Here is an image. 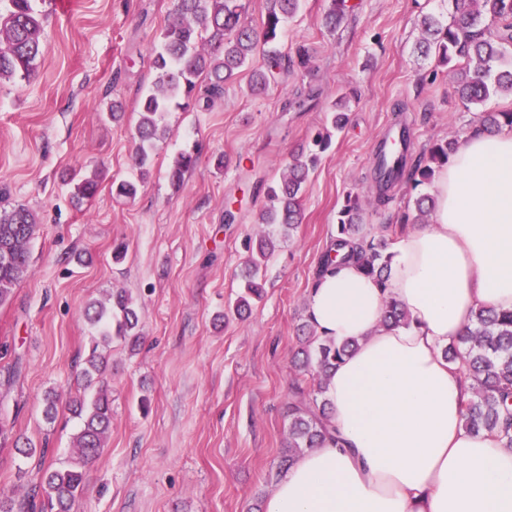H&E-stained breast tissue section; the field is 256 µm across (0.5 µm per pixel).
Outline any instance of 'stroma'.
<instances>
[{"mask_svg": "<svg viewBox=\"0 0 512 512\" xmlns=\"http://www.w3.org/2000/svg\"><path fill=\"white\" fill-rule=\"evenodd\" d=\"M351 2L331 31L330 0H304L280 45L290 65L262 93L250 92L244 73L210 106L164 113L143 178L134 163L138 102L154 83L151 54L174 0H69L62 12L55 0H35L48 52L31 79L0 82V207L38 217L30 271L0 305V346L23 364L10 394L21 406L13 438L47 445L48 466L72 457L80 421L63 408L46 422L43 399L51 389L82 391L96 334L88 303L126 292L141 335L137 347L116 339L108 348L112 426L85 468L77 512H254L266 501L288 451L286 404L295 386L311 384L291 365L308 293L347 193L374 185L377 141L407 125L416 158L448 135L465 137L478 111L512 109L507 95L464 106L453 72L422 54L421 17L450 22L452 0ZM301 49L310 55L304 68ZM300 90L318 92L317 106L286 108ZM341 94L349 120L309 173L302 222L276 235L262 299L235 314L248 244L268 230L257 185L279 179ZM183 152L196 163L176 187L168 172ZM85 177L99 189L78 206L73 186ZM121 179L140 180L135 199L113 196ZM431 190L400 184L388 204L365 207L363 222L412 227L416 198ZM120 242L126 256L116 264ZM79 254L90 262L77 263ZM38 463L1 450L0 492L24 500Z\"/></svg>", "mask_w": 512, "mask_h": 512, "instance_id": "1", "label": "stroma"}]
</instances>
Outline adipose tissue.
<instances>
[{
    "label": "adipose tissue",
    "mask_w": 512,
    "mask_h": 512,
    "mask_svg": "<svg viewBox=\"0 0 512 512\" xmlns=\"http://www.w3.org/2000/svg\"><path fill=\"white\" fill-rule=\"evenodd\" d=\"M433 195V223L394 242L386 285L353 257L315 278L318 334L358 343L325 391L342 445L300 456L264 512H512V448L466 431L470 383L443 356L479 308L512 311V131L471 133ZM389 297L408 317L395 331Z\"/></svg>",
    "instance_id": "adipose-tissue-1"
}]
</instances>
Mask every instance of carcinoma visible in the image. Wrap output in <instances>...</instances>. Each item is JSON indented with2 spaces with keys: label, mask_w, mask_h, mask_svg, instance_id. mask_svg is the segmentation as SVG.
Listing matches in <instances>:
<instances>
[{
  "label": "carcinoma",
  "mask_w": 512,
  "mask_h": 512,
  "mask_svg": "<svg viewBox=\"0 0 512 512\" xmlns=\"http://www.w3.org/2000/svg\"><path fill=\"white\" fill-rule=\"evenodd\" d=\"M6 13H0V81L20 76L25 79L35 72L48 51L43 15L33 7L34 0H7ZM302 0H267L261 32L240 23V0H175V20L168 24L158 47L153 52L152 66L157 72L155 86L139 102L138 134L140 144L136 165L147 172L152 162L154 141L158 138V116L170 108L187 110L201 103L209 104L224 93V86L236 80L240 69L251 65L252 91L264 90L278 70L286 65V57L278 50L286 20L300 8ZM452 22L427 14L421 19L423 50L434 57L436 65L455 71L457 93L465 105L481 104L499 92L512 94V66L504 69L501 61L512 49V0H454ZM349 12L347 0H331L324 17L327 28ZM497 22L495 30L485 23L486 17ZM207 82L199 83L201 76ZM345 97L334 99L327 120L330 127L318 132L306 159L294 157L286 164L279 180L265 186L269 205L261 214V223L276 224L287 233L301 223V190L310 167L331 141L332 131L345 123ZM480 124L486 129L512 127V110L483 112ZM458 148L454 137L435 143L428 157L415 161L409 156L406 140L401 149L379 150L375 168L376 200H389L388 191L401 182L417 187L433 180L435 167L448 163ZM192 155L182 153L169 170L172 184L180 185L194 167ZM97 181L79 180L74 196L90 199L97 192ZM362 207L358 197L347 196L336 227V246L354 244V255L364 271L384 286L388 279L391 253L388 252L390 226L378 236H370L361 223ZM37 221L24 207L0 210V305L7 303L15 287L28 274L30 252ZM256 256L249 261L246 295L240 297L234 312L241 316L251 309L250 299L262 298L264 287L260 260L273 249V237L263 235L253 246ZM89 323L100 328L91 339L84 358L85 393L63 399V394L50 390L45 395L44 415L54 421L60 403L81 417L82 425L75 437L77 456L66 469H46L40 482L31 489L28 500L16 503L0 493V512H73L82 491L84 467L96 459L104 448V440L112 424V400L100 386L107 361L101 347L116 337L138 344L139 316L137 306L124 292L112 295L110 302H93L85 310ZM407 324L400 304L385 300L382 326L388 330ZM303 339L294 356L295 365L311 375L313 387L297 386L288 401L291 446L282 457L279 471L292 464L299 448H314L328 440L334 445L340 439L329 424L326 400L316 396L325 393V383L332 370L354 348L350 342L338 343L318 336L310 322L301 325ZM448 362L460 365L472 382L473 395L463 410V425L474 433L484 432L512 448V312L480 309L473 328L461 343L444 349Z\"/></svg>",
  "instance_id": "1"
}]
</instances>
